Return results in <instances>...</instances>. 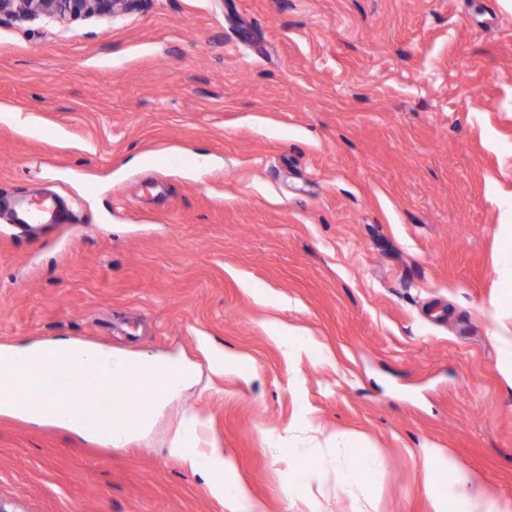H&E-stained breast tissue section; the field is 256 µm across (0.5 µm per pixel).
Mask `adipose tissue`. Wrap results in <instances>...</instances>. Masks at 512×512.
<instances>
[{
  "instance_id": "1",
  "label": "adipose tissue",
  "mask_w": 512,
  "mask_h": 512,
  "mask_svg": "<svg viewBox=\"0 0 512 512\" xmlns=\"http://www.w3.org/2000/svg\"><path fill=\"white\" fill-rule=\"evenodd\" d=\"M278 441L287 450L289 458H309L319 465H328L337 487L351 500L354 512H380L379 502L369 495L354 475L355 467L369 472L380 471L383 459L372 448L358 447L355 438L339 431L326 440H319L315 429L308 423L289 425ZM187 442L177 439L172 453L189 456L191 463L203 476L210 490L224 498L231 512H262L260 505L247 493L232 472L223 452L213 448L202 453H188ZM428 466L439 474L428 482L434 512H512V499L499 500L477 483L455 460L441 449L431 448L426 453ZM315 470L292 471L288 490L297 493L319 479Z\"/></svg>"
}]
</instances>
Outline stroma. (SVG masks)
<instances>
[{
  "label": "stroma",
  "instance_id": "35a3bbf8",
  "mask_svg": "<svg viewBox=\"0 0 512 512\" xmlns=\"http://www.w3.org/2000/svg\"><path fill=\"white\" fill-rule=\"evenodd\" d=\"M0 345L59 337L195 372L106 448L0 413L5 512H229L171 454L222 450L264 512L305 418L385 458L381 512H433L424 449L512 499V0H139L117 19L0 20ZM264 288L266 297L256 295ZM327 353L295 363L280 327ZM234 354L213 370V348ZM14 222L24 227L53 224L57 218V205L54 199H31L24 195L13 198Z\"/></svg>",
  "mask_w": 512,
  "mask_h": 512
}]
</instances>
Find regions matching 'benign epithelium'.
Returning a JSON list of instances; mask_svg holds the SVG:
<instances>
[{
	"instance_id": "1",
	"label": "benign epithelium",
	"mask_w": 512,
	"mask_h": 512,
	"mask_svg": "<svg viewBox=\"0 0 512 512\" xmlns=\"http://www.w3.org/2000/svg\"><path fill=\"white\" fill-rule=\"evenodd\" d=\"M139 0H0V17L48 19L64 23L82 16L118 18Z\"/></svg>"
}]
</instances>
